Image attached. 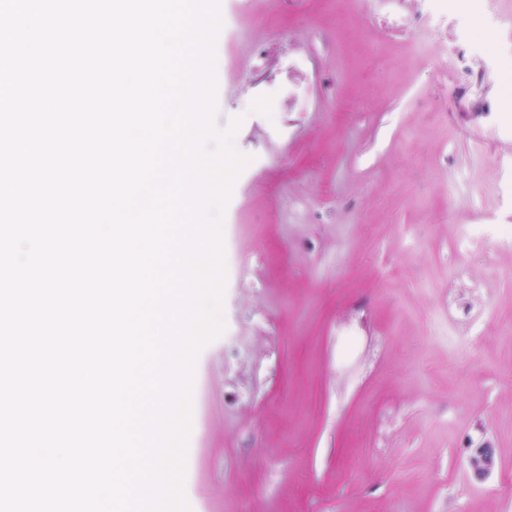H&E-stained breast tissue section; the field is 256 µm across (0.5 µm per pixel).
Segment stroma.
I'll return each instance as SVG.
<instances>
[{
  "mask_svg": "<svg viewBox=\"0 0 512 512\" xmlns=\"http://www.w3.org/2000/svg\"><path fill=\"white\" fill-rule=\"evenodd\" d=\"M239 29L214 123L261 164L225 207L190 512H512V0H247Z\"/></svg>",
  "mask_w": 512,
  "mask_h": 512,
  "instance_id": "1",
  "label": "stroma"
}]
</instances>
